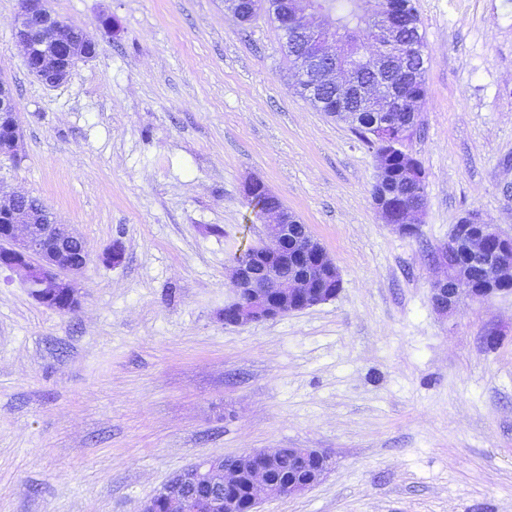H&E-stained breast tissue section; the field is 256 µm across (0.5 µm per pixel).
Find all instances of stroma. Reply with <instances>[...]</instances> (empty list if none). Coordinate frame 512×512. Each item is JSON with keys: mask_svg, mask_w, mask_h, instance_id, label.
Listing matches in <instances>:
<instances>
[{"mask_svg": "<svg viewBox=\"0 0 512 512\" xmlns=\"http://www.w3.org/2000/svg\"><path fill=\"white\" fill-rule=\"evenodd\" d=\"M426 102L404 150L418 231L372 201L377 159L295 95L279 31L222 0H49L116 37L56 86L0 0V78L22 114L0 190L41 199L91 257L69 313L0 271V512H138L212 456L315 448L304 494L259 512H512V294L431 301L433 256L480 213L512 233V0H414ZM261 179L335 261L334 299L227 326L230 254L257 241ZM120 265L100 256L113 240ZM496 334V346L485 342Z\"/></svg>", "mask_w": 512, "mask_h": 512, "instance_id": "35a3bbf8", "label": "stroma"}]
</instances>
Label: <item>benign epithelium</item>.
<instances>
[{
	"label": "benign epithelium",
	"mask_w": 512,
	"mask_h": 512,
	"mask_svg": "<svg viewBox=\"0 0 512 512\" xmlns=\"http://www.w3.org/2000/svg\"><path fill=\"white\" fill-rule=\"evenodd\" d=\"M48 0H19L14 37L25 49L29 74L37 81L56 86L63 83L80 61L96 55L97 40L85 29L53 14ZM374 11L364 12L380 54H361L336 33V22L327 29H315L309 17L318 13L313 0H284V8L271 17L281 27L282 46L290 59L297 85L313 79L341 89L365 107L377 110L376 127L398 125V113L418 96L395 84L387 75L406 71L407 64L423 56L413 38L402 34L399 21L387 0H373ZM224 10L240 23L252 21L257 0H224ZM24 141V125L17 112L11 84L0 80V156L17 158ZM400 142L388 141L376 153L378 161L372 195L375 208L398 234L412 236L418 225L414 218L424 208L419 199L404 193L408 185L424 182L416 159L405 155V165L392 166ZM245 198L262 194L268 203L257 210L262 236L235 252L227 260L233 271L232 297L224 302L218 319L226 325L274 320L302 311L336 297L341 276L335 261L309 228L297 232L300 219L260 179L244 186ZM29 194L0 197V268L23 275L31 297L41 306L60 313L78 307L76 278L90 263L82 236L71 226L56 223L52 213ZM450 248L436 263L446 276L432 284L431 299L436 308L451 309L460 296L485 300L504 292L512 283V234L479 214L468 213L454 225ZM125 247L115 239L100 256L102 263H122ZM304 454L311 465L304 473L285 478L278 465L285 456ZM329 467L326 453L314 448H280L274 452L252 451L231 459L213 456L175 474L159 491L147 498L139 512H257L270 498L300 495L317 484ZM243 487L242 499L232 490Z\"/></svg>",
	"instance_id": "1"
}]
</instances>
